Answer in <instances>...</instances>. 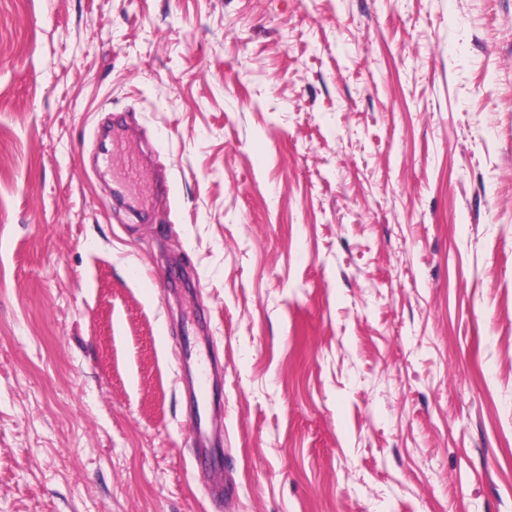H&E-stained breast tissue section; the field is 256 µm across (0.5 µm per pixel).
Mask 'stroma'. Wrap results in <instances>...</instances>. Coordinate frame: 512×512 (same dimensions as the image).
<instances>
[{"instance_id": "1", "label": "stroma", "mask_w": 512, "mask_h": 512, "mask_svg": "<svg viewBox=\"0 0 512 512\" xmlns=\"http://www.w3.org/2000/svg\"><path fill=\"white\" fill-rule=\"evenodd\" d=\"M0 512H512V0H0Z\"/></svg>"}]
</instances>
